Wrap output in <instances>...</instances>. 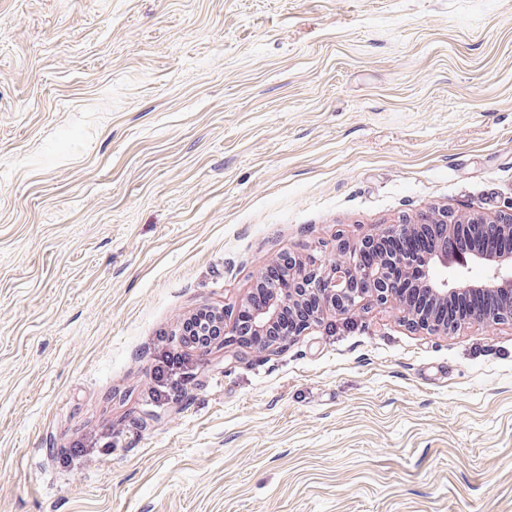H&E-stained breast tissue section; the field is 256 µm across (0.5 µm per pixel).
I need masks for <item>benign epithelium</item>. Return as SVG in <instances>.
Here are the masks:
<instances>
[{"label":"benign epithelium","instance_id":"1","mask_svg":"<svg viewBox=\"0 0 512 512\" xmlns=\"http://www.w3.org/2000/svg\"><path fill=\"white\" fill-rule=\"evenodd\" d=\"M429 225L433 244L416 237L421 225ZM493 224L499 227L505 247L483 250L479 247L470 252V262L485 270V275L466 280L439 277L456 261L448 251V237L466 232L476 240L483 235L487 222L480 217L460 219L446 208L415 219H403L402 224L386 229L384 236L394 237V248L377 257L366 254L375 240L367 235L350 246L344 242L337 249L344 258L328 266L317 259L298 257L288 264V290L280 291V285L265 281L259 276L255 288H263L269 299L261 304H240V308L227 334L237 338L251 334L263 335L274 326L286 306L299 308L316 304L320 311L311 315L298 329L302 333L311 325L321 322L320 316L330 313L344 315L359 303L368 300L379 307L401 306L402 319L409 326L434 334L446 335L456 331L458 323L448 318V303L456 302L468 310L472 321L488 320L482 304L490 299L499 301L497 322L512 321V211L503 212ZM405 263L421 265L424 273L419 288L429 300L424 309H415L404 301L401 289L393 286L389 272L394 266Z\"/></svg>","mask_w":512,"mask_h":512}]
</instances>
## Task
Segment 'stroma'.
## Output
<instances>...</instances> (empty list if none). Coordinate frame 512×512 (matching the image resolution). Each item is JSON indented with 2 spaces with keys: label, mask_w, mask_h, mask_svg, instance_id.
<instances>
[{
  "label": "stroma",
  "mask_w": 512,
  "mask_h": 512,
  "mask_svg": "<svg viewBox=\"0 0 512 512\" xmlns=\"http://www.w3.org/2000/svg\"><path fill=\"white\" fill-rule=\"evenodd\" d=\"M509 202L512 0H0V512H512L511 323L158 373L281 254Z\"/></svg>",
  "instance_id": "stroma-1"
}]
</instances>
